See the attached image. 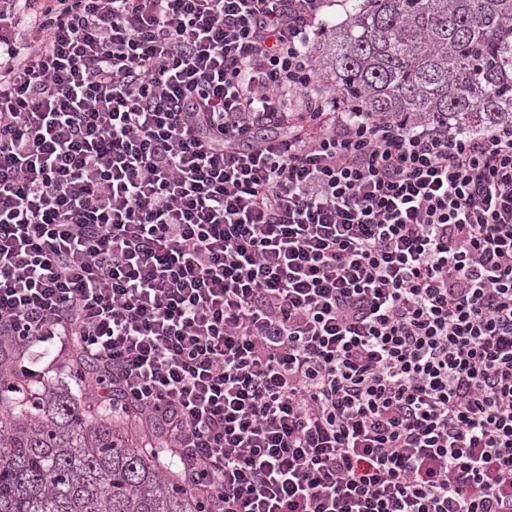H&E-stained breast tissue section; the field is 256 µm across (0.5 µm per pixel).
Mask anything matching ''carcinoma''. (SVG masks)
<instances>
[{"mask_svg": "<svg viewBox=\"0 0 512 512\" xmlns=\"http://www.w3.org/2000/svg\"><path fill=\"white\" fill-rule=\"evenodd\" d=\"M315 60L365 112L474 129L512 122V0H347ZM0 512H201L160 449L48 384L0 410Z\"/></svg>", "mask_w": 512, "mask_h": 512, "instance_id": "cac0c4a2", "label": "carcinoma"}]
</instances>
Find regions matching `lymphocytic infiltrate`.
I'll return each instance as SVG.
<instances>
[{
    "mask_svg": "<svg viewBox=\"0 0 512 512\" xmlns=\"http://www.w3.org/2000/svg\"><path fill=\"white\" fill-rule=\"evenodd\" d=\"M326 2L0 0L8 390L95 360L202 512H512V123L315 94Z\"/></svg>",
    "mask_w": 512,
    "mask_h": 512,
    "instance_id": "obj_1",
    "label": "lymphocytic infiltrate"
}]
</instances>
